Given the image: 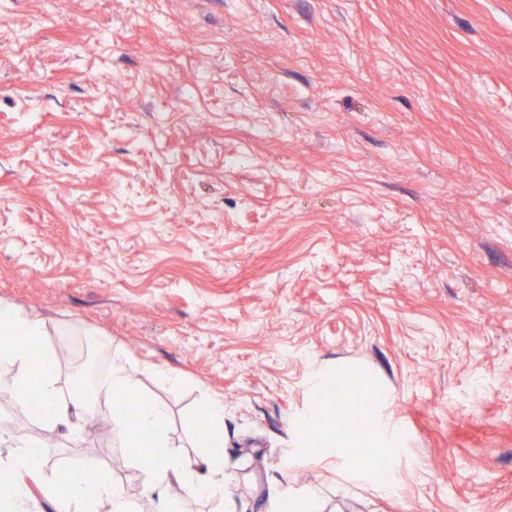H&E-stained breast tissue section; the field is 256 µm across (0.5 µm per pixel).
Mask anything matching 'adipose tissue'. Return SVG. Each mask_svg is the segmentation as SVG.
<instances>
[{
    "instance_id": "adipose-tissue-1",
    "label": "adipose tissue",
    "mask_w": 512,
    "mask_h": 512,
    "mask_svg": "<svg viewBox=\"0 0 512 512\" xmlns=\"http://www.w3.org/2000/svg\"><path fill=\"white\" fill-rule=\"evenodd\" d=\"M0 358L15 366L10 393L16 404L30 418L49 428L68 424L71 416L91 413L90 391L76 377L60 381L55 368L54 353L41 345L42 323L30 312L0 304ZM40 358V370H32L33 358ZM105 393L113 402L110 429L122 445L143 444L147 452L140 457V469L146 490L166 501L165 512H179L180 501L160 486V470L171 471L175 480L183 481L185 491L193 498L207 502H229L230 486L220 480L224 470V405L210 401L206 406L207 427L199 435L204 450L200 462L168 453L169 413L162 402L138 392L125 363L112 365ZM360 407L374 423L368 439L370 447L388 449L398 445L399 429L385 416L384 410L392 398L387 387L370 383L360 384L353 393ZM137 404L135 415H128L124 403ZM18 454L7 469L0 471V512H9L20 490L22 476L40 473L44 463L42 448L23 436H15ZM45 493L63 512H99L101 502H109L112 512H127V503L116 487L111 473L92 456L69 469L58 479L49 482Z\"/></svg>"
}]
</instances>
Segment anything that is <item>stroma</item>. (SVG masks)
Here are the masks:
<instances>
[{
  "label": "stroma",
  "mask_w": 512,
  "mask_h": 512,
  "mask_svg": "<svg viewBox=\"0 0 512 512\" xmlns=\"http://www.w3.org/2000/svg\"><path fill=\"white\" fill-rule=\"evenodd\" d=\"M61 378L124 360L195 460L224 402L235 512L276 477L321 512H512V0H0V303ZM387 386L394 498L301 445L310 375ZM93 419L0 391L41 481L94 455L160 512Z\"/></svg>",
  "instance_id": "1"
}]
</instances>
